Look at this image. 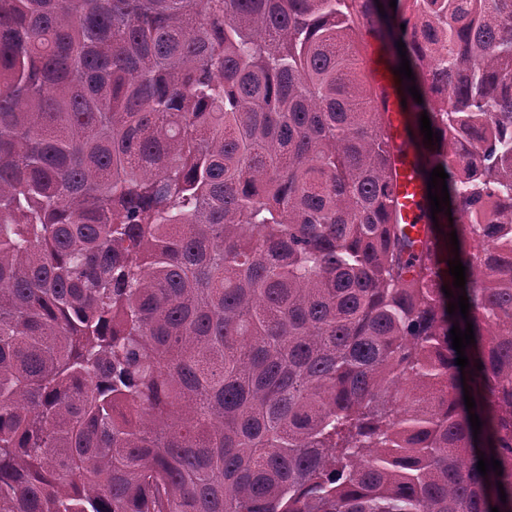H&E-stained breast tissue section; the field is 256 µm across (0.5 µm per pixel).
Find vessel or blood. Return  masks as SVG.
<instances>
[{"mask_svg":"<svg viewBox=\"0 0 512 512\" xmlns=\"http://www.w3.org/2000/svg\"><path fill=\"white\" fill-rule=\"evenodd\" d=\"M365 64L371 72L376 89L386 101L387 115L391 121L392 191L402 223L421 225L425 222L426 192L414 172V160L406 147L407 133L400 120L401 108L395 89L383 69L377 53H369Z\"/></svg>","mask_w":512,"mask_h":512,"instance_id":"obj_1","label":"vessel or blood"}]
</instances>
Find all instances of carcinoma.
<instances>
[{
	"instance_id": "obj_1",
	"label": "carcinoma",
	"mask_w": 512,
	"mask_h": 512,
	"mask_svg": "<svg viewBox=\"0 0 512 512\" xmlns=\"http://www.w3.org/2000/svg\"><path fill=\"white\" fill-rule=\"evenodd\" d=\"M389 2L0 0V512H512V0ZM374 41L380 54L381 62L387 74L393 80L400 100L403 97V90L399 74H394L396 68L392 50L389 44H383L379 39H374ZM380 59L377 52L373 51L368 54L365 64L372 73L378 94L386 100V112L391 121L389 133L392 137L393 197L395 198L402 224H415L413 236L418 237L421 224H425L426 192L421 182L415 176L414 160L405 144L407 133L400 120L401 107L398 104L395 89L382 68ZM402 109V119L407 124V122H411V114L406 112L403 106Z\"/></svg>"
}]
</instances>
